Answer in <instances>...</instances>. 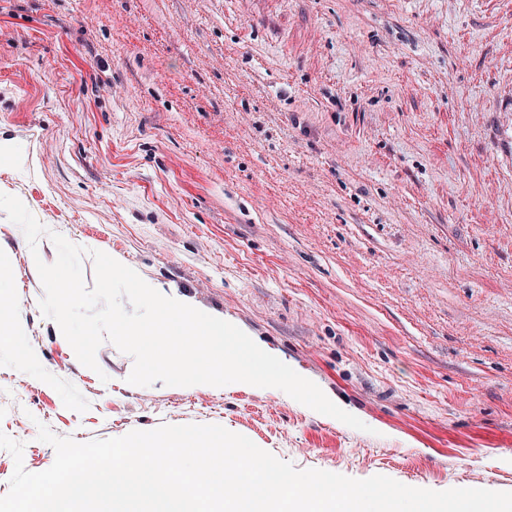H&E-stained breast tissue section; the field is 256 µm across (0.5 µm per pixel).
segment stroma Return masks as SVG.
<instances>
[{
    "label": "stroma",
    "mask_w": 512,
    "mask_h": 512,
    "mask_svg": "<svg viewBox=\"0 0 512 512\" xmlns=\"http://www.w3.org/2000/svg\"><path fill=\"white\" fill-rule=\"evenodd\" d=\"M512 0H0V192L247 328L359 431L84 367L0 211V431L218 424L298 469L512 492Z\"/></svg>",
    "instance_id": "1"
}]
</instances>
